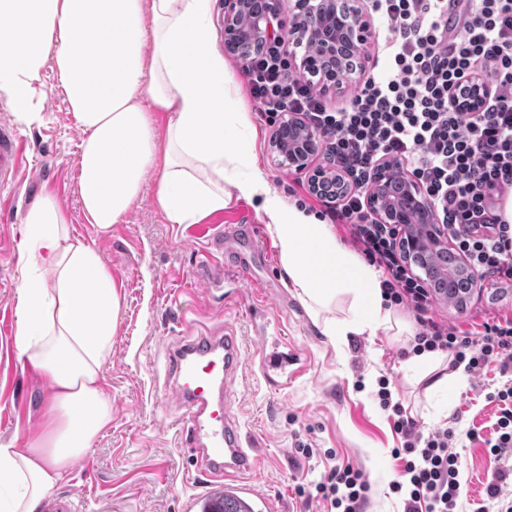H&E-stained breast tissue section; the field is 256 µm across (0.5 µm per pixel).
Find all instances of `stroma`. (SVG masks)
<instances>
[{
  "label": "stroma",
  "mask_w": 512,
  "mask_h": 512,
  "mask_svg": "<svg viewBox=\"0 0 512 512\" xmlns=\"http://www.w3.org/2000/svg\"><path fill=\"white\" fill-rule=\"evenodd\" d=\"M38 107L42 124L19 129L27 143L28 162L15 186L0 194L13 203L12 209L0 211V316L17 314L22 219L36 197L47 191L64 206L72 235L97 250L122 297L112 353L103 367L112 424L63 487L78 498L81 512H183L187 496L199 486L156 389L163 379L162 345L182 334L187 319L199 333L230 323L244 341H251L254 323L246 313L251 303L273 318L307 368L280 390L268 389L252 369L243 374L237 412L258 449L253 480L268 496L270 512H327L321 500L299 497L296 481H317L346 465L363 470L371 485L363 512H403L402 499L390 489L401 468L392 454L401 439L376 396L383 377L420 432L454 428L463 486L456 512H474L480 503L487 512H496V502L486 494L495 464L485 441L493 435L498 414L486 395L506 381L497 365H489L481 377L431 389L430 378L404 367L402 350L417 323L399 306L393 313L408 324V332L351 335L345 343L333 345L288 287L266 224L247 201H237L199 223L178 226L167 223L159 212L155 183L149 178L124 221L100 231L86 223L80 208L81 132L53 68L45 70ZM252 118L258 129L259 163L274 188L287 200L303 202L309 212L319 213L323 205L310 194L307 173L276 166L270 153L274 130L260 113ZM237 224L252 227L267 254V269L255 282L231 280L221 291L206 293L201 281L209 277L211 265L222 262L221 257L206 256L207 243ZM431 314L435 320L462 326L484 317L512 315V292L487 288L461 309L437 301ZM47 395L42 380L23 367L13 349L0 348V411L6 414L0 420V443L18 447L36 431ZM301 443L315 447L316 455L306 458L297 453Z\"/></svg>",
  "instance_id": "35a3bbf8"
}]
</instances>
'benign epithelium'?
<instances>
[{"instance_id":"1","label":"benign epithelium","mask_w":512,"mask_h":512,"mask_svg":"<svg viewBox=\"0 0 512 512\" xmlns=\"http://www.w3.org/2000/svg\"><path fill=\"white\" fill-rule=\"evenodd\" d=\"M273 32L265 9L253 0H224V48L239 58L263 43ZM288 43L304 48L298 64L307 81L321 89H340L356 83L364 68L365 49L370 38V17L365 0H294ZM487 92L478 83L466 85L464 107L481 108ZM278 166L310 172V187L336 202L350 192L344 175L330 163H320L324 143L321 133L294 114L277 128L272 140ZM369 211L383 224L407 227L422 225V233L404 237L401 248L412 269H422L425 251L445 250L454 255L461 287L466 298L479 291L478 275L467 259L457 253L440 224L435 206L419 185L395 165H381L364 195Z\"/></svg>"}]
</instances>
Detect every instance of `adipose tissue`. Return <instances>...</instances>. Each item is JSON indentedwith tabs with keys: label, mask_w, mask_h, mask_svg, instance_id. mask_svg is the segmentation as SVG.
<instances>
[{
	"label": "adipose tissue",
	"mask_w": 512,
	"mask_h": 512,
	"mask_svg": "<svg viewBox=\"0 0 512 512\" xmlns=\"http://www.w3.org/2000/svg\"><path fill=\"white\" fill-rule=\"evenodd\" d=\"M213 0H0V98L25 126L53 66L82 133L86 223H121L156 178L170 224H195L244 200L262 214L288 285L333 342L394 329L381 274L333 225L287 202L255 154L258 131L212 30ZM167 117L158 143L154 113ZM27 272L16 288V351L45 379L39 432L0 445V512H40L112 423L103 366L121 297L98 252L73 236L56 197L23 217Z\"/></svg>",
	"instance_id": "obj_1"
}]
</instances>
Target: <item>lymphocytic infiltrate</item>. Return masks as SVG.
<instances>
[{
	"mask_svg": "<svg viewBox=\"0 0 512 512\" xmlns=\"http://www.w3.org/2000/svg\"><path fill=\"white\" fill-rule=\"evenodd\" d=\"M372 9L387 22L386 70L369 76L345 106H328L297 74L278 31L242 65L250 93L267 123L292 112L323 133L324 156L345 173L352 191L326 204L321 216L346 227L352 244L381 271L385 303L414 315L418 328L408 353L452 354L453 366L472 376L494 362L501 373L511 372L512 316H493L469 330L430 317L433 296L402 261L400 228L379 223L363 196L377 164L405 167L474 271L512 285V226L498 208L512 190V0H372ZM469 77L490 85L475 112L454 97ZM377 395L401 437L393 451L401 477L390 489L403 495L404 512H454L462 485L453 430L416 431L387 379H380ZM493 398L499 415L487 446L497 468L487 496L498 500V512H512V500L501 499L499 487L506 477L501 462L512 455V383ZM314 489L330 512H362L370 483L361 469L335 468Z\"/></svg>",
	"mask_w": 512,
	"mask_h": 512,
	"instance_id": "1",
	"label": "lymphocytic infiltrate"
}]
</instances>
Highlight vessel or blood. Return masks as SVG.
<instances>
[{
	"instance_id": "b4317fda",
	"label": "vessel or blood",
	"mask_w": 512,
	"mask_h": 512,
	"mask_svg": "<svg viewBox=\"0 0 512 512\" xmlns=\"http://www.w3.org/2000/svg\"><path fill=\"white\" fill-rule=\"evenodd\" d=\"M25 160L17 130L0 122V190L14 184ZM223 249L225 275L249 280L266 267L254 237L225 236ZM255 338V350L246 353L236 328L227 324L163 345L162 393L173 399L175 422L186 426V446L205 482L203 492L187 500L188 512H220L228 494L251 510L266 500L251 478L258 456L235 408L238 387L248 367L266 384L286 387L294 358L286 338L269 343L266 325L256 326Z\"/></svg>"
}]
</instances>
